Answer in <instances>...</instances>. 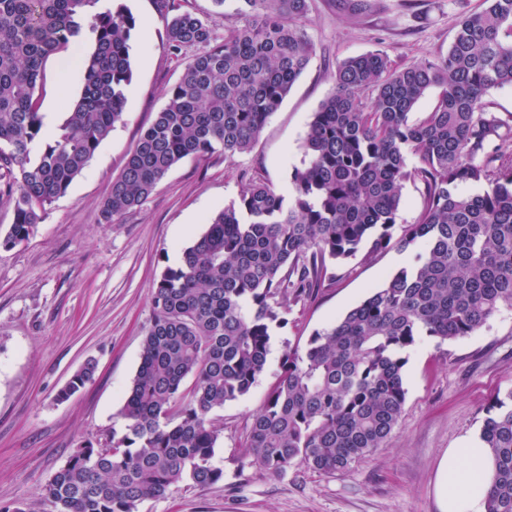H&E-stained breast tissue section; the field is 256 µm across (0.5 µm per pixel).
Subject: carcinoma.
<instances>
[{
    "mask_svg": "<svg viewBox=\"0 0 512 512\" xmlns=\"http://www.w3.org/2000/svg\"><path fill=\"white\" fill-rule=\"evenodd\" d=\"M96 2L0 0V198L13 208L1 249L29 239L124 121L136 19L122 3L94 12ZM242 2L244 24L217 44L207 22L156 0L168 48L199 53L128 152L100 205L105 222L144 204L185 158L250 151L307 69L313 44L300 19L310 0ZM85 27L95 47L82 60L80 97L48 136L37 94L43 66L76 46ZM333 80L291 174L293 196L249 183L155 280L124 430L104 446L80 445L53 474L44 492L57 512H138L179 482L224 480L211 414L263 374L272 335L287 324L277 297L307 299L333 280L330 262L379 252L397 229L401 246L424 243L417 263L314 331L304 348L286 350L252 416L242 449L250 463L270 475L296 466L347 473L398 424L406 350L422 336H471L512 306V154L492 148L503 123L489 100L512 85V0H482L463 14L444 54L396 68L375 50L342 61ZM432 89V110L411 120ZM412 178L424 184L425 207L400 226ZM96 371L87 361L57 399ZM481 436L495 463L487 512H512V390L495 400Z\"/></svg>",
    "mask_w": 512,
    "mask_h": 512,
    "instance_id": "cac0c4a2",
    "label": "carcinoma"
}]
</instances>
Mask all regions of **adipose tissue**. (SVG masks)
Masks as SVG:
<instances>
[{"mask_svg":"<svg viewBox=\"0 0 512 512\" xmlns=\"http://www.w3.org/2000/svg\"><path fill=\"white\" fill-rule=\"evenodd\" d=\"M493 476V455L481 438L448 449L436 474L438 512H487L486 500Z\"/></svg>","mask_w":512,"mask_h":512,"instance_id":"1","label":"adipose tissue"}]
</instances>
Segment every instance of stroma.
<instances>
[{"instance_id": "stroma-1", "label": "stroma", "mask_w": 512, "mask_h": 512, "mask_svg": "<svg viewBox=\"0 0 512 512\" xmlns=\"http://www.w3.org/2000/svg\"><path fill=\"white\" fill-rule=\"evenodd\" d=\"M123 3L134 17H154L150 34H132L124 121L68 192L47 206L29 241L0 249V512L19 505L56 512L43 493L52 475L81 443H102L123 430L120 410L152 321L154 280L177 265L208 218L238 200L250 182L292 196L291 173L302 163L308 125L333 90L337 65L374 50L397 67L433 58L447 51L461 12L481 0H369L360 16L339 10L337 0H311L303 21L314 45L311 63L252 150L231 159L217 152L181 161L143 206L107 224L101 201L192 56L169 50L155 0ZM75 55L48 61L38 90L41 111L67 113L78 98ZM420 251L417 244L394 243L374 255L357 254L337 265L335 280L311 299H284L288 324L274 333L263 375L247 395L213 414L222 429L215 460L223 481L178 483L138 512H437L441 455L479 435L495 399L512 390V308H501L466 338L420 337L408 353L397 427L348 473L298 466L272 476L241 463L252 415L280 374L287 348L305 346L315 330L414 263ZM91 358L94 381L57 401Z\"/></svg>"}]
</instances>
